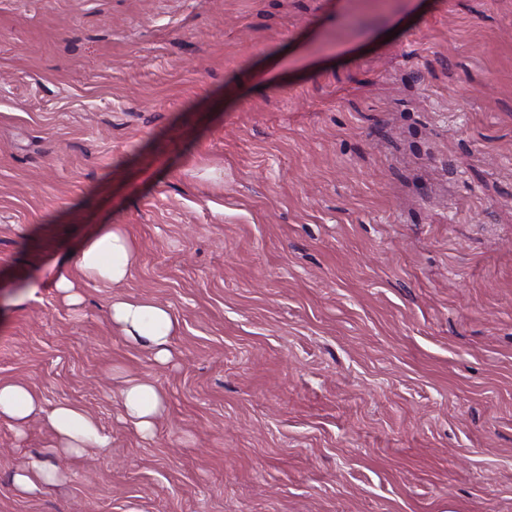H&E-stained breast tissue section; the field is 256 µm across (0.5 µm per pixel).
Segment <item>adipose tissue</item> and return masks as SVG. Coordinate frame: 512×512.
<instances>
[{
  "label": "adipose tissue",
  "mask_w": 512,
  "mask_h": 512,
  "mask_svg": "<svg viewBox=\"0 0 512 512\" xmlns=\"http://www.w3.org/2000/svg\"><path fill=\"white\" fill-rule=\"evenodd\" d=\"M132 256L133 246L119 225H100L96 232L81 240L66 260L52 262L44 276L30 279L15 303L20 306L39 300L43 289L51 288L68 306H79L84 286L124 282L131 270ZM109 314L124 336L147 346L156 361H168L177 321L166 307L152 301L117 300L111 303ZM121 397L126 421L142 436H151L164 408L161 391L151 382L129 379ZM40 409H43L41 399L27 385L0 382V419L20 429ZM46 412L64 453L77 454L92 444L100 448L109 446V436L80 407L63 402Z\"/></svg>",
  "instance_id": "ef3b65f1"
}]
</instances>
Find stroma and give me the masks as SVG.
<instances>
[{"label": "stroma", "instance_id": "1", "mask_svg": "<svg viewBox=\"0 0 512 512\" xmlns=\"http://www.w3.org/2000/svg\"><path fill=\"white\" fill-rule=\"evenodd\" d=\"M101 224L123 283L14 305ZM1 381L111 442L0 421V512H512V0H0ZM109 314L124 336L147 346L156 361H168L177 320L166 307L153 301L117 300L111 303ZM124 417L144 437H150L164 408L161 391L151 382L128 379L121 391ZM47 419L66 454H78L91 444L98 448H108L110 444V437L101 432L96 420L75 405L57 403L48 411ZM60 477L57 469L36 468L17 473L14 482L19 492L31 494L37 491L40 485L56 482Z\"/></svg>", "mask_w": 512, "mask_h": 512}]
</instances>
